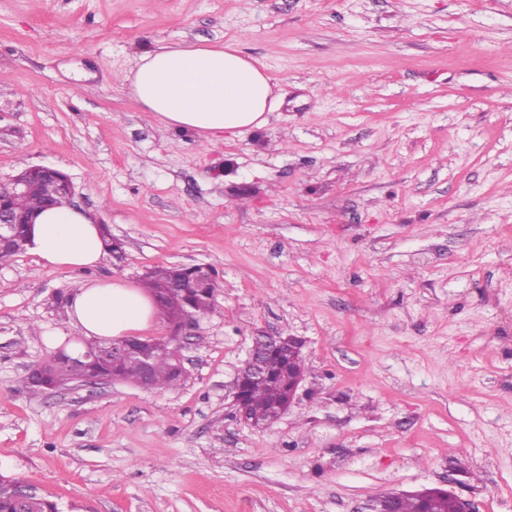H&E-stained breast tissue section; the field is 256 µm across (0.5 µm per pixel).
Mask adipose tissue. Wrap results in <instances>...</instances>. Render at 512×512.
<instances>
[{"label":"adipose tissue","mask_w":512,"mask_h":512,"mask_svg":"<svg viewBox=\"0 0 512 512\" xmlns=\"http://www.w3.org/2000/svg\"><path fill=\"white\" fill-rule=\"evenodd\" d=\"M126 80L132 96L161 124L208 140L264 126L278 103L275 78L232 43L145 52ZM27 249L45 264L79 270L96 267L104 254L99 222L70 205L36 215ZM68 314L85 336H130L151 325L154 302L121 281L90 279L74 294Z\"/></svg>","instance_id":"1"}]
</instances>
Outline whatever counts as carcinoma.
Listing matches in <instances>:
<instances>
[{
  "mask_svg": "<svg viewBox=\"0 0 512 512\" xmlns=\"http://www.w3.org/2000/svg\"><path fill=\"white\" fill-rule=\"evenodd\" d=\"M13 210L24 216L45 208V196L37 193L9 198ZM142 287L153 295L160 297L158 310L169 321L175 322L190 311L198 316L208 313L214 304V294L218 286L217 276H212L210 283L196 280L195 273L189 268L178 265L154 266L148 269L141 279ZM151 373L149 389L162 390L178 386L183 375L176 369L173 354L164 348H157L150 353ZM266 378L260 382L249 381L245 384V395L253 414L265 425L273 424L278 416L276 406L288 398V374L305 372L304 360L288 363V356L278 349H271L266 354ZM46 372L44 384L59 387L78 382L91 373L100 374L110 380L115 379L140 385L143 377L141 366L135 359L111 361L99 358L91 361H76L61 365L57 357L41 363ZM401 512H445L452 508L451 502L439 493V489L429 490V496L422 498L409 494L400 500Z\"/></svg>",
  "mask_w": 512,
  "mask_h": 512,
  "instance_id": "carcinoma-1",
  "label": "carcinoma"
}]
</instances>
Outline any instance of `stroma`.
<instances>
[{
    "mask_svg": "<svg viewBox=\"0 0 512 512\" xmlns=\"http://www.w3.org/2000/svg\"><path fill=\"white\" fill-rule=\"evenodd\" d=\"M234 43L278 81L206 140L123 76ZM64 172L121 239L91 270L0 263V475L59 512H369L448 487L512 512V0H0V181ZM206 264L185 380L24 386L80 334L57 293ZM303 339L300 397L232 415L255 336Z\"/></svg>",
    "mask_w": 512,
    "mask_h": 512,
    "instance_id": "35a3bbf8",
    "label": "stroma"
}]
</instances>
